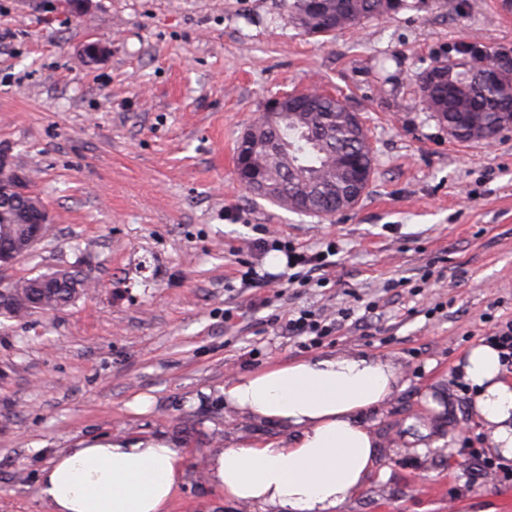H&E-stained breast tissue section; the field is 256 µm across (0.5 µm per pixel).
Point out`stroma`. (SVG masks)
I'll use <instances>...</instances> for the list:
<instances>
[{"label": "stroma", "instance_id": "1", "mask_svg": "<svg viewBox=\"0 0 512 512\" xmlns=\"http://www.w3.org/2000/svg\"><path fill=\"white\" fill-rule=\"evenodd\" d=\"M408 2L320 42L282 0H91L83 15L0 0V146L50 214L35 259L0 278L71 268L98 282L64 309L0 317V512H49L38 480L63 449L154 436L185 472L167 512H260L209 482V452L290 434L225 408V382L357 353L393 361L402 387L363 417L388 476L340 512H512V480L470 479L463 450L490 433L454 368L512 320V131L454 141L415 81L455 42L512 47V8ZM91 38L106 53L87 62ZM317 86L349 98L375 155L362 199L332 218L257 198L234 171L266 101ZM258 238L339 252L290 280ZM251 265L267 286L242 281ZM302 309L353 315L304 347L284 327Z\"/></svg>", "mask_w": 512, "mask_h": 512}]
</instances>
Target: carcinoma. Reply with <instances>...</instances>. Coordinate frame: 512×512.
Returning a JSON list of instances; mask_svg holds the SVG:
<instances>
[{
	"label": "carcinoma",
	"mask_w": 512,
	"mask_h": 512,
	"mask_svg": "<svg viewBox=\"0 0 512 512\" xmlns=\"http://www.w3.org/2000/svg\"><path fill=\"white\" fill-rule=\"evenodd\" d=\"M284 0L289 22L302 34L318 30L327 38L352 30L365 21L401 11L398 0ZM440 75L427 80L417 75L420 93L427 99L424 110L457 133L455 140L480 143L486 133L512 126V60L494 64L486 56H468L459 50L436 60ZM307 115H288L275 126L258 128V142L239 144L242 152L255 154L258 176L268 188L259 198L293 210L295 200L308 201L301 213L333 216L349 210L364 195L374 174V151L368 130L355 124L348 100L315 96ZM27 198L14 195L11 204L0 205V250L12 247L27 231ZM56 287L34 288L36 277H22L0 290V315L27 316L37 309L58 310L84 294L91 276L80 270L56 269Z\"/></svg>",
	"instance_id": "obj_1"
}]
</instances>
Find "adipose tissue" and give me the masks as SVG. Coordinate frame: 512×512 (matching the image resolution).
<instances>
[{
	"label": "adipose tissue",
	"mask_w": 512,
	"mask_h": 512,
	"mask_svg": "<svg viewBox=\"0 0 512 512\" xmlns=\"http://www.w3.org/2000/svg\"><path fill=\"white\" fill-rule=\"evenodd\" d=\"M470 411L512 459V375L499 350L471 348L456 364ZM400 377L389 360L322 355L241 375L224 404L291 431L290 441L213 449L209 478L227 499L262 512H338L380 469V443L361 421L384 406ZM178 451L160 438L96 441L61 451L39 480L52 512H165L181 481Z\"/></svg>",
	"instance_id": "ef3b65f1"
}]
</instances>
